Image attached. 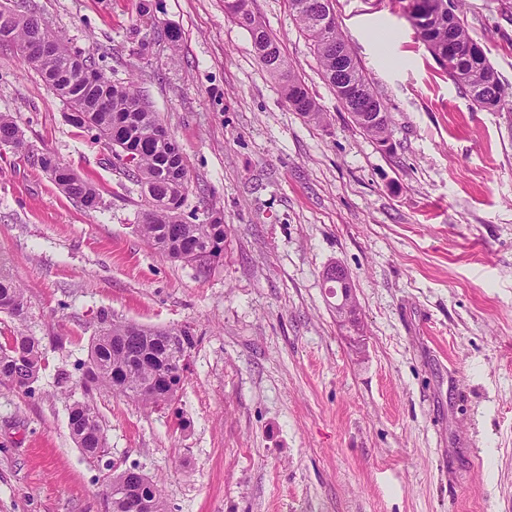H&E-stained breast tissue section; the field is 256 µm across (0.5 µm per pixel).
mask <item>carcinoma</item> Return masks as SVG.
Here are the masks:
<instances>
[{"mask_svg":"<svg viewBox=\"0 0 512 512\" xmlns=\"http://www.w3.org/2000/svg\"><path fill=\"white\" fill-rule=\"evenodd\" d=\"M17 20L8 32L0 35V44L18 46L29 41L32 23L40 20L36 12L17 4ZM296 20L313 42L318 60L331 86H336V55L332 47L346 41L339 28L331 32V43L316 17L294 10ZM408 18L418 38L437 61L448 51L461 56L448 71V77L465 90L481 110L493 102L499 110L512 112V88L505 86L494 71L485 52L466 53L478 46L460 16L448 0H409ZM233 20L251 36L257 57L266 70L282 80L288 104L315 123L324 113L308 88L291 75L287 59L278 42L269 34L253 10L235 6ZM54 51L37 60L34 69L64 99L68 122L81 129H91L113 148V157L123 166L125 175L143 188L138 225L139 232L157 252L173 261H187L196 256L199 264L218 261L224 256L227 233L224 215L211 209L200 224L182 217L188 182L173 185L172 171L187 169L181 149L161 123L156 112L144 101L133 84H116L96 66L89 54L71 49L64 38L53 34ZM347 66L354 79L377 103L382 100L355 57L348 56ZM0 139L11 141L14 152L42 168L70 198L89 211L100 204L96 187L75 173L54 154L38 151L21 133L14 117L0 113ZM0 312L15 322L13 334L0 342V385L33 395L44 367L42 345L26 327L28 304L24 290L0 265ZM101 329L91 345L88 361L78 365L90 383L133 398L146 408L169 406L174 402L181 382L180 362L197 343L187 328L145 329L117 321L107 314L100 316ZM68 425L78 448L90 459L107 451V439L97 408L88 401H76L70 407ZM144 474L132 468L113 475L108 482L112 512H127V497L138 489ZM146 512H170L162 491L155 484L147 489Z\"/></svg>","mask_w":512,"mask_h":512,"instance_id":"carcinoma-1","label":"carcinoma"}]
</instances>
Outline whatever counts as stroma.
Returning a JSON list of instances; mask_svg holds the SVG:
<instances>
[{"instance_id":"stroma-1","label":"stroma","mask_w":512,"mask_h":512,"mask_svg":"<svg viewBox=\"0 0 512 512\" xmlns=\"http://www.w3.org/2000/svg\"><path fill=\"white\" fill-rule=\"evenodd\" d=\"M112 82H133L179 143L185 221L224 212L206 270L137 230L141 187L9 45L0 112L97 188L90 212L0 147V264L41 338L38 395L0 386V512H110L111 468H138L171 512H512V112L475 107L400 0H333L390 117L381 147L324 79L288 0H252L326 114L303 118L224 0H28ZM464 19L512 87V0ZM180 30L178 45L163 39ZM351 273L356 356L324 268ZM198 342L171 407L83 387L101 311ZM99 411L90 460L68 428ZM68 425L78 448L90 459L107 451V439L97 408L88 401H75L70 407Z\"/></svg>"}]
</instances>
